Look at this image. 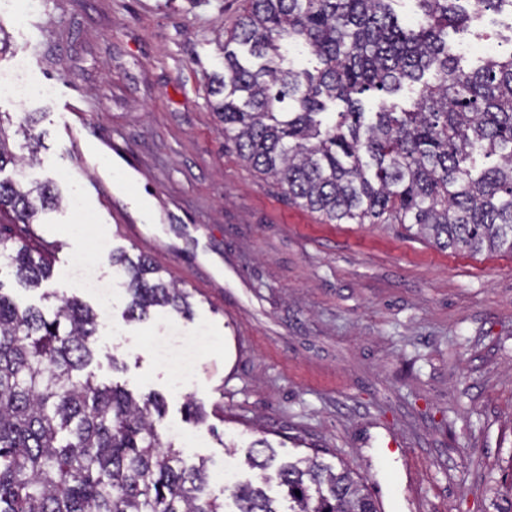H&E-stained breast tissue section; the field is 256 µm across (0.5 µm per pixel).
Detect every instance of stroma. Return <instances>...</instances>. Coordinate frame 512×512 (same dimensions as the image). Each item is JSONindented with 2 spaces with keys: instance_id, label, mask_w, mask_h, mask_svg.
Returning <instances> with one entry per match:
<instances>
[{
  "instance_id": "stroma-1",
  "label": "stroma",
  "mask_w": 512,
  "mask_h": 512,
  "mask_svg": "<svg viewBox=\"0 0 512 512\" xmlns=\"http://www.w3.org/2000/svg\"><path fill=\"white\" fill-rule=\"evenodd\" d=\"M244 0H30L0 17L50 95L0 96L35 113L40 161L1 180L53 182L61 203L34 231L53 261L40 288L0 272L23 307L43 293L96 297L69 276L79 256L113 281L109 326L88 370L161 395V433L207 491L235 505L245 453L347 466L385 512L512 507V255L444 250L398 224H331L244 165L208 107L224 69L218 32ZM79 200L80 211L70 207ZM108 247L98 253L94 238ZM148 255L191 292L189 313L126 318L118 253ZM195 349L188 374L156 350ZM223 407L202 424L183 405Z\"/></svg>"
}]
</instances>
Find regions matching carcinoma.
Returning a JSON list of instances; mask_svg holds the SVG:
<instances>
[{"label":"carcinoma","instance_id":"1","mask_svg":"<svg viewBox=\"0 0 512 512\" xmlns=\"http://www.w3.org/2000/svg\"><path fill=\"white\" fill-rule=\"evenodd\" d=\"M500 13L512 0H414L401 23L394 0H247L223 46L210 108L240 159L288 197L336 224H411L442 249L512 253V51L472 70L448 52V29ZM316 60L297 68L289 52ZM378 92L376 112L362 97ZM0 117V170L38 161L33 117L17 155ZM494 162L476 166L474 154ZM58 203L49 183L0 181V214L30 226ZM0 224V259L38 288L51 260ZM128 277L126 317L190 308L189 293L145 255L112 257ZM97 312L76 297L48 313L19 307L0 282V512H224L204 495L205 462L186 468L163 439V400L139 402L82 374ZM259 440L247 463L275 476L288 510L261 487L236 486L237 512H378L346 470L310 458L274 465ZM300 494H295V491Z\"/></svg>","mask_w":512,"mask_h":512}]
</instances>
